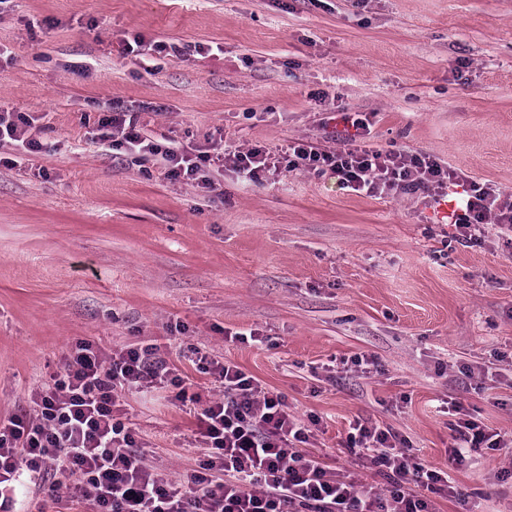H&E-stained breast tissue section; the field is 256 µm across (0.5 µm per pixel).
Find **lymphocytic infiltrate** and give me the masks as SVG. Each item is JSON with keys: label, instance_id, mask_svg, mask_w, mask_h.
Returning <instances> with one entry per match:
<instances>
[{"label": "lymphocytic infiltrate", "instance_id": "obj_1", "mask_svg": "<svg viewBox=\"0 0 512 512\" xmlns=\"http://www.w3.org/2000/svg\"><path fill=\"white\" fill-rule=\"evenodd\" d=\"M96 139L109 148L159 158L167 178L213 189L204 171L226 167L246 180L276 179L282 170L335 178L341 188L368 196L421 193L434 200L459 195L452 215L455 240L481 242L490 227L512 232V199L477 184L435 158L380 150L348 138L336 149L298 140L281 153L262 146L229 148L223 138L188 146L155 142L136 112H104ZM18 156L42 143L24 113L0 108V147ZM199 368L223 390L197 414L208 457L197 470L170 479L149 465L138 431L123 421L129 392L174 390L188 394L160 348L136 345L105 353L77 343L59 370L38 390L33 414L0 420V512H14L25 482L53 473L44 494L87 504L92 512H432L430 495L455 497L447 471L413 462L407 440L390 428L355 423L349 448L384 475V488L365 486L350 471L330 469L303 450L313 432L288 411L279 394L263 388L237 365L192 348ZM450 464L488 448L512 459V439L491 437L454 404Z\"/></svg>", "mask_w": 512, "mask_h": 512}]
</instances>
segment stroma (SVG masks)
I'll return each instance as SVG.
<instances>
[{
	"label": "stroma",
	"instance_id": "35a3bbf8",
	"mask_svg": "<svg viewBox=\"0 0 512 512\" xmlns=\"http://www.w3.org/2000/svg\"><path fill=\"white\" fill-rule=\"evenodd\" d=\"M137 36L192 51L146 70L119 54ZM317 91L367 118L368 146L512 195V0H0V103L34 117L44 145L0 167V418L32 412L78 341L153 343L201 402L130 393L123 413L149 464L180 477L204 458L201 403L222 395L183 357L194 346L318 419L310 448L330 468L385 486L347 437L389 427L457 486L434 512H512L511 460L446 454L455 402L512 436L498 231L465 247L422 194L369 197L304 170L251 184L215 170L206 193L91 140L112 107L162 143L333 149Z\"/></svg>",
	"mask_w": 512,
	"mask_h": 512
}]
</instances>
